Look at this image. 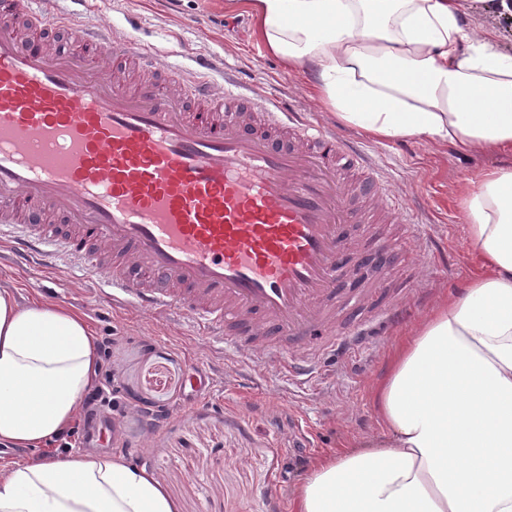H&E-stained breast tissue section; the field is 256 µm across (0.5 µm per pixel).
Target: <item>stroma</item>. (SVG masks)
Returning a JSON list of instances; mask_svg holds the SVG:
<instances>
[{"label": "stroma", "instance_id": "1", "mask_svg": "<svg viewBox=\"0 0 512 512\" xmlns=\"http://www.w3.org/2000/svg\"><path fill=\"white\" fill-rule=\"evenodd\" d=\"M225 0H93L90 21H104L141 43L164 49L184 65L210 61L232 67L238 80L281 97L374 156L392 188L422 210L423 247H410L400 280L388 297L409 303L408 321L368 325L364 345L351 354L326 351L316 359L311 386L288 382L283 351L249 355L209 342L188 322L113 304L97 282L53 266L15 262L0 244V289L20 304L60 303L83 313L96 337L112 340V368L99 380L112 392L108 423L91 439L0 446V470L21 459L115 452L161 481L181 512H293V493L314 460L380 431L374 389L386 375L397 342L412 334L444 295L466 288L476 269L462 207L464 190L489 167L511 166L496 153L463 156L421 139L379 140L338 122L307 89L303 75L285 70L255 36L254 21ZM161 412L155 428L141 414Z\"/></svg>", "mask_w": 512, "mask_h": 512}]
</instances>
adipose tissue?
Masks as SVG:
<instances>
[{"mask_svg":"<svg viewBox=\"0 0 512 512\" xmlns=\"http://www.w3.org/2000/svg\"><path fill=\"white\" fill-rule=\"evenodd\" d=\"M267 52L310 72L318 102L380 139L512 153V50L462 21L461 0H227ZM462 294L396 348L376 389L381 433L323 456L296 512H512V166L464 196ZM97 373L95 334L65 305L0 290V445L32 448L73 419ZM0 512H179L144 468L109 452L20 460Z\"/></svg>","mask_w":512,"mask_h":512,"instance_id":"obj_1","label":"adipose tissue"}]
</instances>
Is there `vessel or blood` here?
Wrapping results in <instances>:
<instances>
[{
  "label": "vessel or blood",
  "mask_w": 512,
  "mask_h": 512,
  "mask_svg": "<svg viewBox=\"0 0 512 512\" xmlns=\"http://www.w3.org/2000/svg\"><path fill=\"white\" fill-rule=\"evenodd\" d=\"M47 3L0 0V238L17 258L54 251L113 302L186 317L225 347L264 330L348 352L362 330L337 337L342 314L403 317L382 294L420 227L357 141L251 97L229 69L129 90L124 61L151 71L156 52ZM49 21L80 48L43 42ZM384 213L402 237L376 235Z\"/></svg>",
  "instance_id": "vessel-or-blood-1"
}]
</instances>
